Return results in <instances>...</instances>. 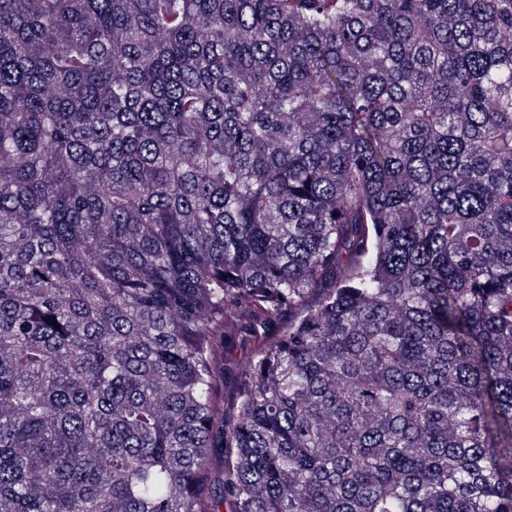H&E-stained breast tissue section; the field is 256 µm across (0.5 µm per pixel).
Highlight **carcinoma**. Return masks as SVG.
<instances>
[{"label":"carcinoma","mask_w":512,"mask_h":512,"mask_svg":"<svg viewBox=\"0 0 512 512\" xmlns=\"http://www.w3.org/2000/svg\"><path fill=\"white\" fill-rule=\"evenodd\" d=\"M511 456L512 0H0V512H512Z\"/></svg>","instance_id":"obj_1"}]
</instances>
